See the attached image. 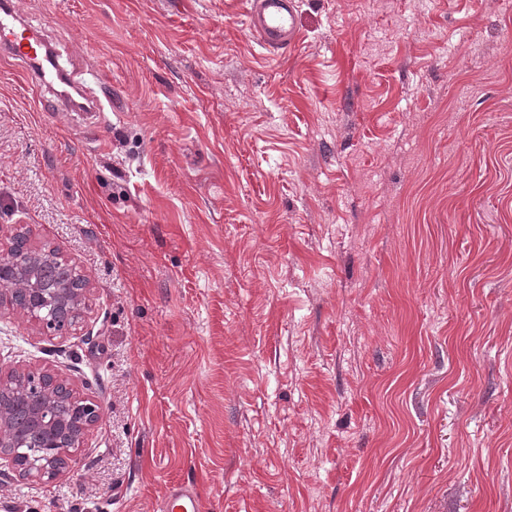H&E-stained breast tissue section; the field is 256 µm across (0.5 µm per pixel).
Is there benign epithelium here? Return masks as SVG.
Masks as SVG:
<instances>
[{
    "label": "benign epithelium",
    "mask_w": 512,
    "mask_h": 512,
    "mask_svg": "<svg viewBox=\"0 0 512 512\" xmlns=\"http://www.w3.org/2000/svg\"><path fill=\"white\" fill-rule=\"evenodd\" d=\"M17 275L25 288L0 289V311L21 315L38 331L63 334L84 318L89 307V282L76 287L51 286L48 274L62 257L54 249L26 245ZM26 412L35 432L49 439L50 448H37L36 460L23 459L17 449L25 444L14 427L18 409ZM100 419L98 404L77 397L70 382L48 372L0 366V468L9 467L22 480L51 481L70 471L74 453L82 447Z\"/></svg>",
    "instance_id": "obj_1"
}]
</instances>
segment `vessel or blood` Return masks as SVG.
<instances>
[{
  "instance_id": "vessel-or-blood-1",
  "label": "vessel or blood",
  "mask_w": 512,
  "mask_h": 512,
  "mask_svg": "<svg viewBox=\"0 0 512 512\" xmlns=\"http://www.w3.org/2000/svg\"><path fill=\"white\" fill-rule=\"evenodd\" d=\"M298 11V0H249L247 22L263 47L291 48L300 40ZM0 53L18 60L30 84L37 89L53 90L74 82L47 37L22 23L13 0H0ZM161 509L201 512V503L192 486L179 482L170 486Z\"/></svg>"
}]
</instances>
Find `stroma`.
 <instances>
[{"mask_svg": "<svg viewBox=\"0 0 512 512\" xmlns=\"http://www.w3.org/2000/svg\"><path fill=\"white\" fill-rule=\"evenodd\" d=\"M104 117L0 55V225L92 286L0 360L102 409L0 512H512V0H14ZM248 4V25L263 47L281 50L299 42L297 0H250ZM163 512H201V503L194 488L184 482L168 489L162 502Z\"/></svg>", "mask_w": 512, "mask_h": 512, "instance_id": "1", "label": "stroma"}]
</instances>
